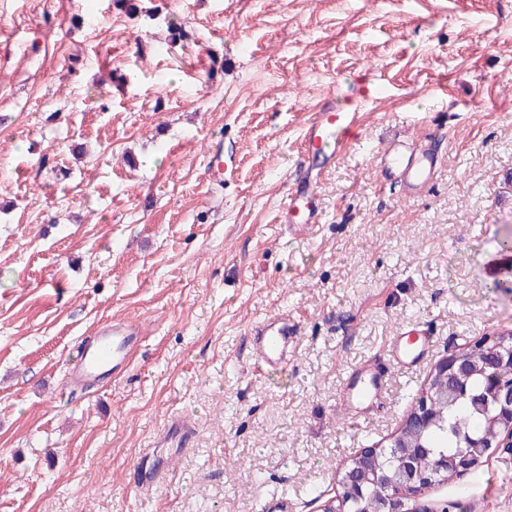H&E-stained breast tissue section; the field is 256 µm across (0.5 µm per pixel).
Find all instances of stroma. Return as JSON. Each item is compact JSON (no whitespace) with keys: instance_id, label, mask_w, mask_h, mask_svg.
<instances>
[{"instance_id":"1","label":"stroma","mask_w":512,"mask_h":512,"mask_svg":"<svg viewBox=\"0 0 512 512\" xmlns=\"http://www.w3.org/2000/svg\"><path fill=\"white\" fill-rule=\"evenodd\" d=\"M134 4L0 0V512H318L442 357L512 330V0ZM349 101L320 222L289 232L305 124ZM429 133L431 182H380L386 144ZM281 310L299 342L271 371L251 329ZM129 319V370L71 384ZM402 327L428 359L343 415L347 374ZM423 499L512 512V459Z\"/></svg>"}]
</instances>
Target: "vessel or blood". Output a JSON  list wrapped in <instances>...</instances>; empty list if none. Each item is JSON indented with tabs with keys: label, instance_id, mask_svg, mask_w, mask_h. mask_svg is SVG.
I'll use <instances>...</instances> for the list:
<instances>
[{
	"label": "vessel or blood",
	"instance_id": "obj_1",
	"mask_svg": "<svg viewBox=\"0 0 512 512\" xmlns=\"http://www.w3.org/2000/svg\"><path fill=\"white\" fill-rule=\"evenodd\" d=\"M360 128V113L341 108L320 110L308 120L298 162L299 169L307 171L308 176L290 185L279 215L281 224L297 230L318 223L320 186L316 174L331 165ZM437 162L429 140L395 141L382 152L379 172L383 178L405 182L414 192L430 181ZM252 336L258 361L274 370L286 363L289 349L296 346L298 329L283 312L259 321L252 329ZM140 341L136 325L102 327L95 340L77 353L73 380H89L105 371L116 375L125 373ZM427 352V347H414L410 337L397 335L390 345L389 360L394 367L407 370L417 366ZM385 389L386 381L377 370L362 365L347 376L339 407L344 413L355 415L381 398Z\"/></svg>",
	"mask_w": 512,
	"mask_h": 512
}]
</instances>
